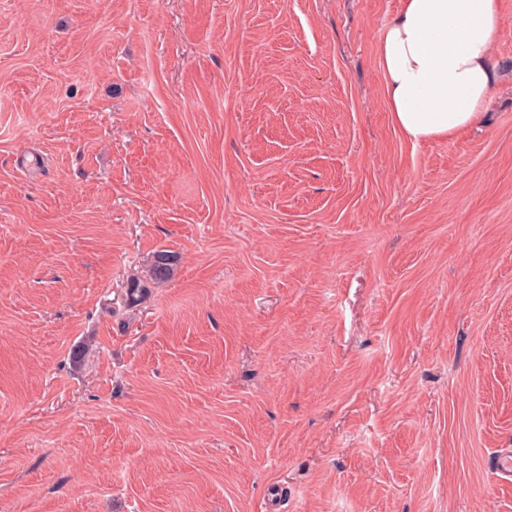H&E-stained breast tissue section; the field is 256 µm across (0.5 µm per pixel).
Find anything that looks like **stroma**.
<instances>
[{
    "label": "stroma",
    "mask_w": 512,
    "mask_h": 512,
    "mask_svg": "<svg viewBox=\"0 0 512 512\" xmlns=\"http://www.w3.org/2000/svg\"><path fill=\"white\" fill-rule=\"evenodd\" d=\"M401 3L0 0V512H512V0L420 143ZM178 257L172 252L159 251L155 254L154 262L151 268V280L154 283L162 282L171 275L173 266Z\"/></svg>",
    "instance_id": "obj_1"
}]
</instances>
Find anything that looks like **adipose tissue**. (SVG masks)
Listing matches in <instances>:
<instances>
[{
	"instance_id": "1",
	"label": "adipose tissue",
	"mask_w": 512,
	"mask_h": 512,
	"mask_svg": "<svg viewBox=\"0 0 512 512\" xmlns=\"http://www.w3.org/2000/svg\"><path fill=\"white\" fill-rule=\"evenodd\" d=\"M500 0H403L378 39L392 120L412 142L477 124L498 81Z\"/></svg>"
}]
</instances>
